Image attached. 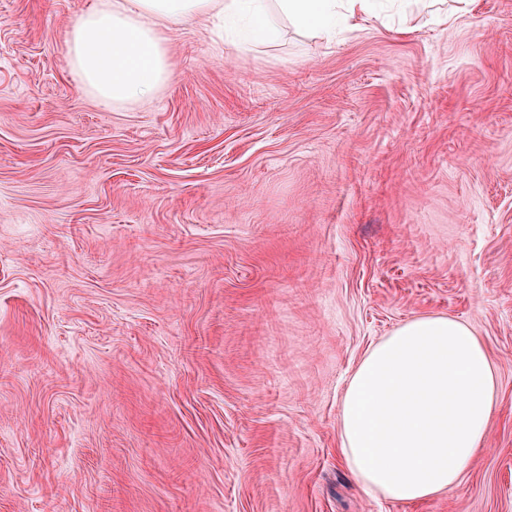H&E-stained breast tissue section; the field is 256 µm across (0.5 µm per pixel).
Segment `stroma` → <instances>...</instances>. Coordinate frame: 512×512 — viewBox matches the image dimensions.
Returning a JSON list of instances; mask_svg holds the SVG:
<instances>
[{
    "mask_svg": "<svg viewBox=\"0 0 512 512\" xmlns=\"http://www.w3.org/2000/svg\"><path fill=\"white\" fill-rule=\"evenodd\" d=\"M95 0H0V512H512V0L326 44L168 34L103 105ZM466 322L499 393L460 487L367 495L340 403L371 344Z\"/></svg>",
    "mask_w": 512,
    "mask_h": 512,
    "instance_id": "obj_1",
    "label": "stroma"
}]
</instances>
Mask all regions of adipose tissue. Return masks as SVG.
<instances>
[{"mask_svg":"<svg viewBox=\"0 0 512 512\" xmlns=\"http://www.w3.org/2000/svg\"><path fill=\"white\" fill-rule=\"evenodd\" d=\"M398 0H99L68 32L71 75L105 105L154 95L170 79L167 34L203 18L224 45L270 41L276 18L326 38L386 20ZM499 390L485 346L464 322L420 316L372 345L340 405V458L365 492L401 503L456 490L484 450Z\"/></svg>","mask_w":512,"mask_h":512,"instance_id":"1","label":"adipose tissue"}]
</instances>
